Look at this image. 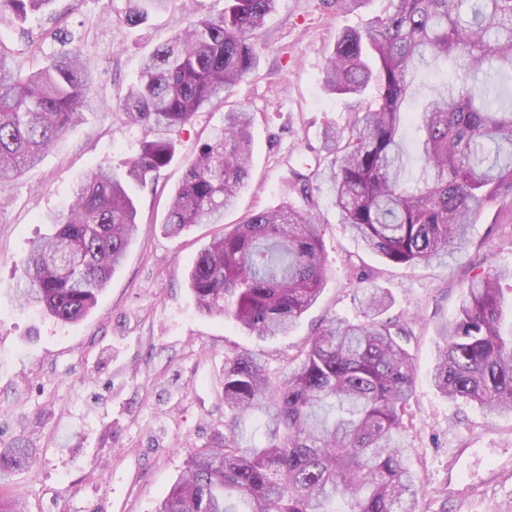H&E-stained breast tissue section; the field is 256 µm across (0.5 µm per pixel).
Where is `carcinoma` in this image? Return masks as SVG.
Returning a JSON list of instances; mask_svg holds the SVG:
<instances>
[{
    "label": "carcinoma",
    "instance_id": "1",
    "mask_svg": "<svg viewBox=\"0 0 512 512\" xmlns=\"http://www.w3.org/2000/svg\"><path fill=\"white\" fill-rule=\"evenodd\" d=\"M52 0H0V20L23 22ZM173 0H126L136 27ZM384 16L336 41L324 87L353 99L351 121L322 133L321 171L343 223L393 264L443 262L460 252L486 204L512 197V106L498 76L512 78V0H386ZM276 0H224L148 54L112 101L95 99L99 74L83 57L85 34L46 30L23 48L0 40V187L36 166L96 107L145 127L122 172L97 167L68 205L42 218L52 226L20 262L16 292L56 321L84 318L121 265L139 224L127 187L154 180L174 158L173 134L198 112L227 104L257 69L254 32ZM61 50L46 52V41ZM40 61L24 68L22 58ZM442 61L461 77L405 111L412 76ZM253 117L243 106L187 163L163 231L222 224L199 251L188 286L199 310L234 318L259 340L284 335L317 301L326 277L319 218L291 206L224 223L251 174ZM415 130V156L405 131ZM512 268L489 266L462 285L455 318L440 328L432 381L443 396L490 417L512 416V327L501 283ZM364 320L331 322L272 379L251 353L224 359V408L232 419L261 412L267 445L245 448L233 425L196 448L154 512H417L418 477L404 464V416L415 392L402 344L406 328L383 319L387 294L364 289ZM33 451L0 447V472L23 470Z\"/></svg>",
    "mask_w": 512,
    "mask_h": 512
}]
</instances>
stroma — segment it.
I'll use <instances>...</instances> for the list:
<instances>
[{"label": "stroma", "instance_id": "35a3bbf8", "mask_svg": "<svg viewBox=\"0 0 512 512\" xmlns=\"http://www.w3.org/2000/svg\"><path fill=\"white\" fill-rule=\"evenodd\" d=\"M122 4L54 0L21 27L0 23V40L16 44L23 31L84 27L89 64L103 77L98 94L108 99L186 24L180 0L134 28L119 19ZM383 7L384 0H356L347 9L336 0H278L253 39L257 71L229 97L254 114L253 166L225 223L283 204L320 218L327 281L286 336L259 342L233 319L198 310L187 274L217 225L198 224L178 237L162 230L187 162L224 123L223 107L197 113L175 135L172 163L147 186H133L137 235L78 323L20 309L17 264L47 231L41 215L60 209L95 167L122 169L144 127L121 112L85 113L38 166L0 190V443L20 440L34 452L30 467L0 476V499L19 501L22 512H153L193 449L224 428L225 355L252 352L282 372L329 321L361 319L354 275L361 268L388 292L389 316L410 331L404 345L415 394L404 417L405 463L420 478L418 512H512V417L488 419L432 383L437 328L453 319L463 282L485 260L512 266V208L487 204L463 254L447 265H396L362 247L327 185L312 177L323 130L350 119L347 100L323 87L326 58L341 32L363 29ZM298 171L312 177L308 192L293 188Z\"/></svg>", "mask_w": 512, "mask_h": 512}]
</instances>
